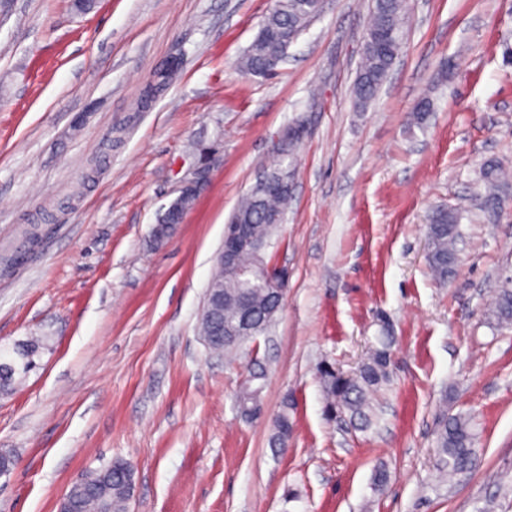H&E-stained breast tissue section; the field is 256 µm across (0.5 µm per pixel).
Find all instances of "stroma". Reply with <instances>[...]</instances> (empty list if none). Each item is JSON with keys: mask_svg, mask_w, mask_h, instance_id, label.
<instances>
[{"mask_svg": "<svg viewBox=\"0 0 512 512\" xmlns=\"http://www.w3.org/2000/svg\"><path fill=\"white\" fill-rule=\"evenodd\" d=\"M371 0H324L270 77L240 61L274 0H0V360L41 347L0 391V512H57L67 485L134 468L128 512H512V326L490 316L512 276V0H409L404 48L354 106ZM168 93L137 109L161 61ZM429 98L426 125L412 109ZM295 194L274 264L276 323L235 355L199 332L214 255L288 129ZM209 179L169 236L152 230L200 164ZM509 178L487 207L481 179ZM458 212L456 272L426 262L433 211ZM391 381L368 430L325 414L317 368L356 371L380 334ZM266 415L235 399L254 362ZM288 446L270 444L284 396ZM465 414L475 461L436 478L441 412ZM390 479L376 491L373 474Z\"/></svg>", "mask_w": 512, "mask_h": 512, "instance_id": "1", "label": "stroma"}]
</instances>
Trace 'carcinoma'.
Returning <instances> with one entry per match:
<instances>
[{
	"label": "carcinoma",
	"mask_w": 512,
	"mask_h": 512,
	"mask_svg": "<svg viewBox=\"0 0 512 512\" xmlns=\"http://www.w3.org/2000/svg\"><path fill=\"white\" fill-rule=\"evenodd\" d=\"M316 0H275L273 8L264 18L254 41L242 57V68L251 75L269 76L275 67L273 62H283L288 48L303 33L309 22L320 12ZM408 0H371L370 20L366 29L361 63L353 85V96L360 110L376 98L389 72L401 53L404 44V19ZM154 75L157 89L171 86L177 72L170 65H160ZM289 174L280 191L265 192L258 187L250 188L241 198L228 223L248 224L254 237L272 243L278 225L269 217L285 215L293 197L290 188L294 169L281 163L269 169V175ZM503 177L502 170L489 165L482 171V178L490 189L489 200ZM427 262L434 277L441 283L448 282L450 268L457 262L456 244L461 237L458 216L445 209L436 210L427 227ZM272 263L268 249L243 250L237 256V270L227 272L218 266L213 279L223 286L224 324L234 321L238 304L243 299L263 309L268 294L260 279L263 267ZM491 316L500 326L512 325V283L505 281L498 289ZM264 378L263 371H250L242 384L238 407H251L261 403ZM319 379L325 395L327 417L331 419L349 417L366 428L372 422V396L390 381V353L388 337H379V346L373 348L367 359L354 373H344L332 366L319 368ZM293 401L286 397L274 416L271 445L284 448L288 445L294 429ZM474 433L469 419L461 415L439 417L436 429V448L439 455L440 472L452 476L470 468L474 461ZM129 468L124 460H115L99 470L82 475L79 484L71 489L75 500L83 504L84 512H96L103 505L108 512H126L131 491Z\"/></svg>",
	"instance_id": "1"
}]
</instances>
